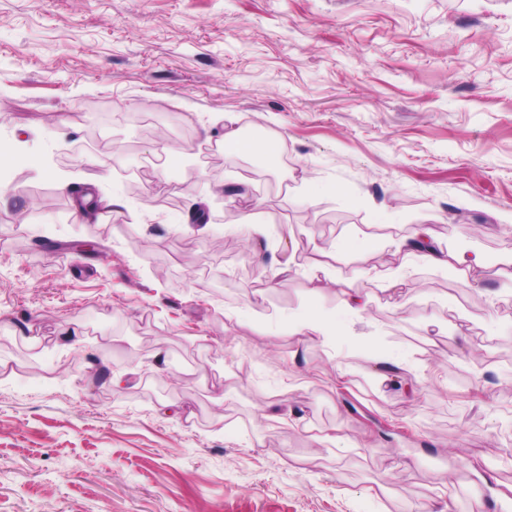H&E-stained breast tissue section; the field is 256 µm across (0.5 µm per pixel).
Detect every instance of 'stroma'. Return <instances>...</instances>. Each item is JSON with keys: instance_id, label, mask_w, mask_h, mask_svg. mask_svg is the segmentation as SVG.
Returning a JSON list of instances; mask_svg holds the SVG:
<instances>
[{"instance_id": "35a3bbf8", "label": "stroma", "mask_w": 512, "mask_h": 512, "mask_svg": "<svg viewBox=\"0 0 512 512\" xmlns=\"http://www.w3.org/2000/svg\"><path fill=\"white\" fill-rule=\"evenodd\" d=\"M0 141V512H512V0H0ZM221 143L227 153L251 151L257 154L268 153L269 147L260 142H247L238 131L230 130L224 133ZM397 247L408 256L419 257L426 263L462 274L466 278L477 281L481 278L485 269V262L481 254L473 251L468 257L465 254L455 257L458 266L448 265L444 251L436 244L430 232L426 228L417 229L412 236L397 243Z\"/></svg>"}]
</instances>
